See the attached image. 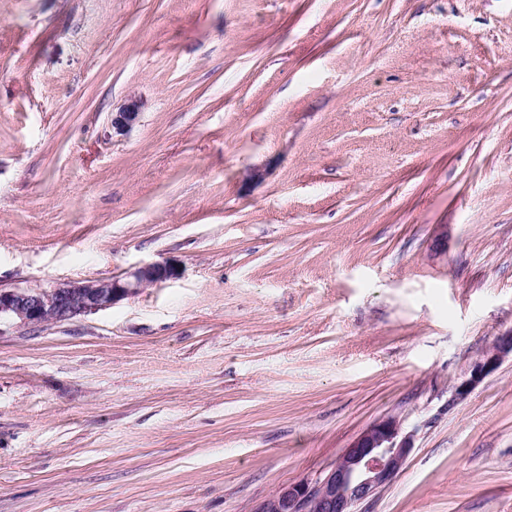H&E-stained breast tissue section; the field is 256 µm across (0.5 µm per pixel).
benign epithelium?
<instances>
[{"label":"benign epithelium","instance_id":"1","mask_svg":"<svg viewBox=\"0 0 512 512\" xmlns=\"http://www.w3.org/2000/svg\"><path fill=\"white\" fill-rule=\"evenodd\" d=\"M138 109V102L130 101L112 116V127L119 131L130 128L138 119ZM176 275L177 267L166 260L145 263L123 279L64 280L47 288L0 289V321L10 319L35 327L72 320ZM510 355L512 332L496 337L471 364L468 376L454 387L451 402L464 400ZM412 449L413 435L403 432L400 420H379L344 450L324 477L283 487L260 502L254 512H355L358 503L395 478Z\"/></svg>","mask_w":512,"mask_h":512}]
</instances>
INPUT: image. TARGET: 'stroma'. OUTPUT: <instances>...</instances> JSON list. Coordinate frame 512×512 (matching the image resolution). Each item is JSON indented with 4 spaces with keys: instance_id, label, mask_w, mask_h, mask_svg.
Listing matches in <instances>:
<instances>
[{
    "instance_id": "obj_1",
    "label": "stroma",
    "mask_w": 512,
    "mask_h": 512,
    "mask_svg": "<svg viewBox=\"0 0 512 512\" xmlns=\"http://www.w3.org/2000/svg\"><path fill=\"white\" fill-rule=\"evenodd\" d=\"M140 117L120 132L129 100ZM0 512H253L397 417L357 512H512V0H0ZM170 261H154L137 267L127 277L97 280H64L47 288L0 289V324L3 319L22 326L62 322L105 309L139 289L177 275ZM509 355L512 356V331L497 336L489 349L471 364L468 376L454 387L451 403L464 400L477 385L497 371Z\"/></svg>"
}]
</instances>
